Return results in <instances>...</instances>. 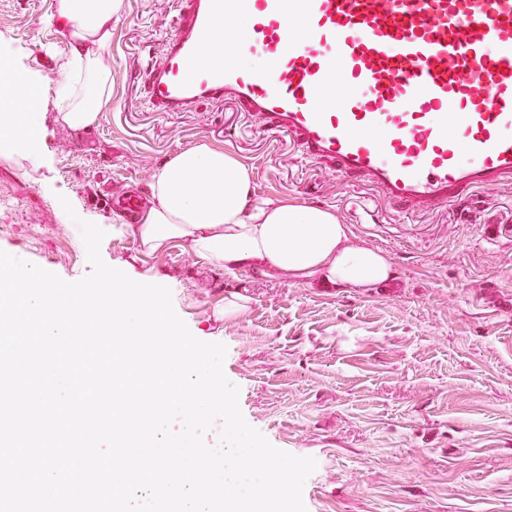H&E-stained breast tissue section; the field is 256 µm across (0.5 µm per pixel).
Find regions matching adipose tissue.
<instances>
[{"label": "adipose tissue", "instance_id": "ef3b65f1", "mask_svg": "<svg viewBox=\"0 0 512 512\" xmlns=\"http://www.w3.org/2000/svg\"><path fill=\"white\" fill-rule=\"evenodd\" d=\"M123 12L124 0H58L57 15L82 76L77 88L67 79L58 83L62 125L88 128L109 108L106 56L112 21ZM251 183V170L234 154L206 142L187 147L154 173L153 199L133 231L147 250H163L179 239L198 257L230 271L264 268L313 278L327 288H365L391 277L385 253L356 243L335 211L260 197Z\"/></svg>", "mask_w": 512, "mask_h": 512}]
</instances>
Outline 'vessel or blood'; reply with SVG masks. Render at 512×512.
<instances>
[{"mask_svg": "<svg viewBox=\"0 0 512 512\" xmlns=\"http://www.w3.org/2000/svg\"><path fill=\"white\" fill-rule=\"evenodd\" d=\"M159 116L232 103L422 213L512 184V0H179Z\"/></svg>", "mask_w": 512, "mask_h": 512, "instance_id": "obj_1", "label": "vessel or blood"}]
</instances>
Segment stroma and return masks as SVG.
I'll return each mask as SVG.
<instances>
[{
    "label": "stroma",
    "mask_w": 512,
    "mask_h": 512,
    "mask_svg": "<svg viewBox=\"0 0 512 512\" xmlns=\"http://www.w3.org/2000/svg\"><path fill=\"white\" fill-rule=\"evenodd\" d=\"M57 0H0V51L41 73L40 157L0 147V250L67 281L84 251L79 221L105 230L100 254L131 279L168 287L223 369L245 420L278 449L317 462L307 512H512V184L415 217L367 186L268 138L236 107L201 102L157 118L143 71L161 53L176 0H126L106 57L112 104L74 131L55 86L71 47L50 23ZM205 141L251 168L255 193L335 211L382 250L390 283L328 289L257 270L228 273L172 241L149 252L109 208L126 182L150 195L155 171ZM68 199L74 215L60 204ZM247 300L224 316L226 297Z\"/></svg>",
    "instance_id": "obj_1"
}]
</instances>
